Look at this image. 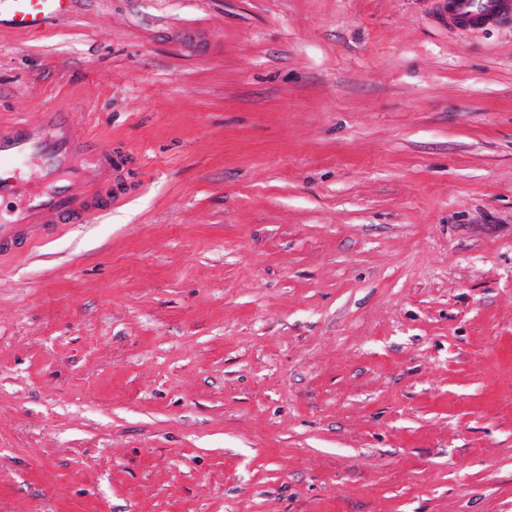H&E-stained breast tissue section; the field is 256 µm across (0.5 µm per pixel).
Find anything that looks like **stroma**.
<instances>
[{
    "label": "stroma",
    "instance_id": "1",
    "mask_svg": "<svg viewBox=\"0 0 512 512\" xmlns=\"http://www.w3.org/2000/svg\"><path fill=\"white\" fill-rule=\"evenodd\" d=\"M50 109L119 165L0 259V512H512V22L76 0Z\"/></svg>",
    "mask_w": 512,
    "mask_h": 512
}]
</instances>
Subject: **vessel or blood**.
Wrapping results in <instances>:
<instances>
[{
    "label": "vessel or blood",
    "mask_w": 512,
    "mask_h": 512,
    "mask_svg": "<svg viewBox=\"0 0 512 512\" xmlns=\"http://www.w3.org/2000/svg\"><path fill=\"white\" fill-rule=\"evenodd\" d=\"M75 0H0V27L38 31L69 16ZM448 16L492 24L512 20V0H448ZM42 173L26 175L31 162ZM115 166L111 150L74 134L65 113L48 111L40 121L17 115L0 126V256L34 244L51 219L101 209L97 195Z\"/></svg>",
    "instance_id": "b4317fda"
}]
</instances>
